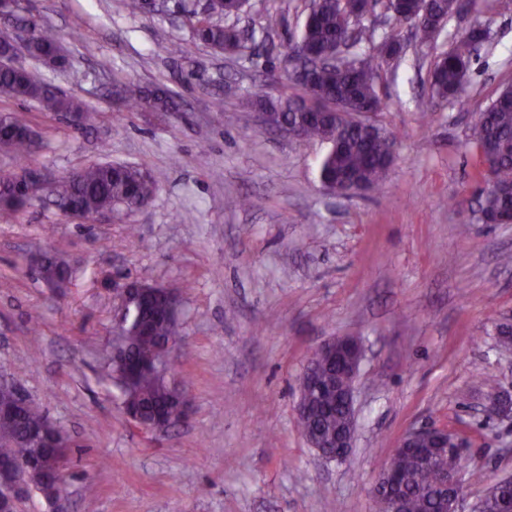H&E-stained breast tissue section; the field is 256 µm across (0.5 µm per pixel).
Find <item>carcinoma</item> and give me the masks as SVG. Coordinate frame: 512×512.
I'll return each instance as SVG.
<instances>
[{
    "instance_id": "obj_1",
    "label": "carcinoma",
    "mask_w": 512,
    "mask_h": 512,
    "mask_svg": "<svg viewBox=\"0 0 512 512\" xmlns=\"http://www.w3.org/2000/svg\"><path fill=\"white\" fill-rule=\"evenodd\" d=\"M246 0H179L180 13L192 22L188 41L172 43L170 53L177 58L188 57L200 44L229 57L240 55V37L233 26L214 21L222 15L243 11ZM389 7L404 16L412 37L421 46L430 47L436 41L435 24L454 16L458 0H431L429 17L417 14L414 0H392ZM361 9L360 0H312L309 11L297 35L288 40V58L303 69L294 76L297 95L283 94L277 102L258 95L255 106L281 116L277 128L288 136L303 140H318L328 145L320 159L319 180L329 190L341 188L344 195L353 189H377L384 178V159L388 150L396 148L395 137L380 134L374 126H340L338 112H361L372 105L381 110L380 78L382 63L390 56L401 57L406 43L393 30L381 35L371 26L360 24L347 34V23ZM375 47L373 54L354 53L348 65H336L331 70H317L296 57L303 47L313 55L332 58L342 48H355L362 43ZM28 55L39 63L58 69L65 59L59 53L56 32L46 23L35 27L24 44ZM475 50V37L468 32L459 38L446 57L438 58L430 71L431 99L443 102L462 95L469 83ZM17 47L9 39H0V95L17 101H34L45 112L67 120L75 127L86 118L82 103L66 96L49 83L39 82L24 67L12 63ZM132 105L159 112L179 109L178 97L164 89H137L129 95ZM473 147L481 152L479 180L493 182L498 191L479 189L476 197L481 222L494 221L496 216L512 212V86L504 87L498 96L477 116L472 135ZM0 148L18 157L31 155L37 148L29 123L14 113L0 115ZM61 191L73 209L88 215L120 212L147 206L156 192L151 175L141 167L100 163L79 169L76 181L64 184ZM34 202L25 179L5 182L0 187V212L17 215ZM36 278L56 289L67 287L74 271L60 256L53 255L32 267ZM170 299L162 292L139 295L128 308L126 339L129 354L111 366L112 377L121 391L123 408L136 409L146 418L168 399L166 376L152 370L131 372L138 360L153 357L159 344L178 335V322L168 318ZM343 407L336 393L321 400L312 399L308 414L300 421L303 431L336 434L341 424ZM52 430L49 417L35 402H30L16 417L0 421V459L27 458L38 460L55 449L49 447ZM399 486L405 498V512H443V493L439 488L440 470L453 469L460 461L443 448H430L426 454L398 448L393 453ZM29 480L40 493L48 497L58 488L59 477L39 470Z\"/></svg>"
}]
</instances>
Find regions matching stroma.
Segmentation results:
<instances>
[{
  "label": "stroma",
  "mask_w": 512,
  "mask_h": 512,
  "mask_svg": "<svg viewBox=\"0 0 512 512\" xmlns=\"http://www.w3.org/2000/svg\"><path fill=\"white\" fill-rule=\"evenodd\" d=\"M27 2L69 63L40 77L89 109L77 129L1 96L0 114L23 111L41 138L29 165L55 177L138 165L157 187L148 206L92 223L49 203L0 217V377L72 442L65 512H375L392 449L425 424L456 433L482 470L464 491L474 512L488 481L512 476V414L483 412L512 395V347L497 334L512 324V224L476 221L470 145L476 114L512 84V0H475L441 34L445 52L473 22L489 31L462 99L431 101L432 55L412 49L384 67L374 118L396 156L380 190L349 197L319 182L325 144L267 130L247 103L282 96L309 0H249L233 23L259 39L234 61L203 45L171 58L169 44L191 36L173 0L137 16L123 0ZM131 83L165 85L190 109L128 111L115 90ZM239 195L251 207L228 206ZM36 249L76 267L63 297L24 264ZM114 275L183 288L169 379L190 412L164 432L131 425L111 379ZM339 336L365 348L343 463L309 447L296 410L310 354Z\"/></svg>",
  "instance_id": "obj_1"
}]
</instances>
